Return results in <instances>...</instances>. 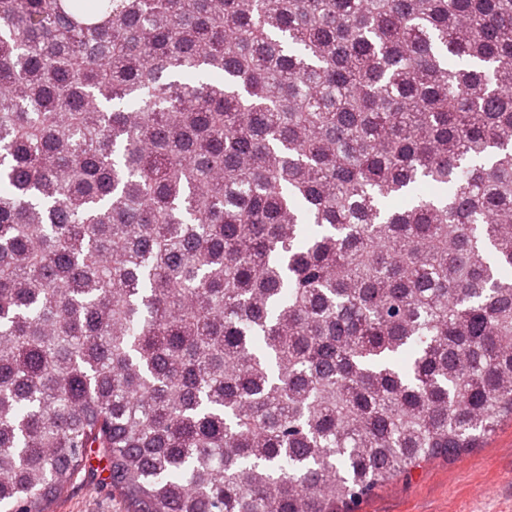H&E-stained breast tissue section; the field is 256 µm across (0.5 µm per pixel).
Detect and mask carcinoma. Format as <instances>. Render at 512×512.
<instances>
[{
	"label": "carcinoma",
	"mask_w": 512,
	"mask_h": 512,
	"mask_svg": "<svg viewBox=\"0 0 512 512\" xmlns=\"http://www.w3.org/2000/svg\"><path fill=\"white\" fill-rule=\"evenodd\" d=\"M512 422V0H0V509L353 512ZM106 465L105 459L89 453L87 468L93 469L94 479L82 481L78 478L55 503L53 512H124V505L112 496L111 487L106 485L109 482Z\"/></svg>",
	"instance_id": "cac0c4a2"
}]
</instances>
